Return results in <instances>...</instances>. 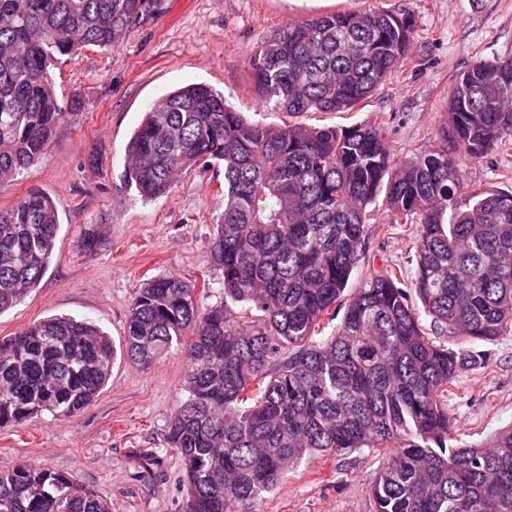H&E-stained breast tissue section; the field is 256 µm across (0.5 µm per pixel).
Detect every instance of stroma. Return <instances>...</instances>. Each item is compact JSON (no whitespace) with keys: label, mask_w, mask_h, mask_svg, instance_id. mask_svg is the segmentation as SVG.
<instances>
[{"label":"stroma","mask_w":512,"mask_h":512,"mask_svg":"<svg viewBox=\"0 0 512 512\" xmlns=\"http://www.w3.org/2000/svg\"><path fill=\"white\" fill-rule=\"evenodd\" d=\"M167 12L109 49L78 50L54 71L66 117L37 164L0 186V208L38 188L53 199L61 226L54 258L38 284L0 314V336L54 315L98 324L121 342L143 280L172 274L197 284L199 307L224 302L206 256L224 211V167L183 170L164 196L143 200L126 182L125 146L147 105L165 92L203 83L267 124H381L395 163L438 146L448 86L476 60L512 57V0H168ZM386 10L415 20L410 51L395 77L351 112L274 111L254 91L251 53L291 23L336 12ZM474 185L512 190V143L465 161ZM95 245H88V237ZM417 234L385 202L370 206L365 249L349 283L357 289L387 268L414 274ZM481 364L448 391V415L462 441L479 444L512 424V331L475 345ZM185 354L174 349L151 370L116 361L95 400L79 415L43 413L0 429V472L42 462L76 473L112 512H180L185 489L179 457L163 452L182 396ZM156 451L144 462V451ZM382 457L366 449L315 457L286 472L260 512H375L370 486Z\"/></svg>","instance_id":"stroma-1"}]
</instances>
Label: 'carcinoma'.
<instances>
[{"mask_svg":"<svg viewBox=\"0 0 512 512\" xmlns=\"http://www.w3.org/2000/svg\"><path fill=\"white\" fill-rule=\"evenodd\" d=\"M166 9L0 0V185L39 160L67 116L59 61L121 43ZM412 31L381 10L291 23L251 55L256 89L285 112H351L398 70ZM440 139L398 169L378 126L254 122L205 84L161 95L126 144L128 183L158 198L180 171L224 165L207 259L224 304L200 308L196 285L158 275L137 288L118 349L68 316L1 337L0 428L44 411L74 417L117 356L148 370L176 345L183 397L164 447L184 466L181 512L253 508L302 460L357 449L385 455L376 512H512V426L485 446L451 444L448 388L481 355L429 336L491 342L512 330V190L474 189L460 169L512 139V58L453 81ZM381 195L397 223L417 227L415 277L385 270L347 295ZM59 228L37 188L0 210V313L41 281ZM0 512L111 509L76 475L29 463L0 472Z\"/></svg>","mask_w":512,"mask_h":512,"instance_id":"obj_1","label":"carcinoma"}]
</instances>
